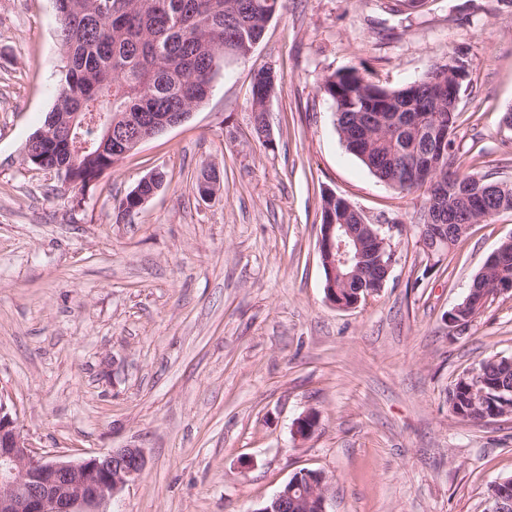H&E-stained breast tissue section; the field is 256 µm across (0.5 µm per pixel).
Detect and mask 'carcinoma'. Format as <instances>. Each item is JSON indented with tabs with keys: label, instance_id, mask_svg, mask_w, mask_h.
Masks as SVG:
<instances>
[{
	"label": "carcinoma",
	"instance_id": "cac0c4a2",
	"mask_svg": "<svg viewBox=\"0 0 512 512\" xmlns=\"http://www.w3.org/2000/svg\"><path fill=\"white\" fill-rule=\"evenodd\" d=\"M64 13L67 33L59 34L65 64L59 69L57 100L42 128L53 138L40 143L41 151L30 165L67 177L85 192L107 168L118 161L120 140L148 129L164 112H189L207 99L213 78L228 56L243 57L266 28V13L278 12L283 0H53ZM448 81L444 71L430 67L421 85L411 91L387 89L366 81L354 70L328 76L321 87L336 108L337 126L347 133L346 148L378 180L400 190L420 185L408 181L406 166L417 158L438 160L433 177L467 192L472 176L449 168L454 141L444 139L436 115L448 113V102L436 100V88ZM276 88L274 74L259 69L252 77L253 107L264 103ZM95 112L104 121L80 125L74 114ZM369 112L390 117L377 130L365 153L357 150L363 136L360 124ZM114 125L115 139L102 145L105 123ZM164 181L158 172L141 180L115 205L117 215L128 214ZM512 207V186L507 198L470 196V209L490 220L486 213L501 202ZM461 208L456 197L443 201L442 223L451 224ZM335 215L355 223L344 198H321V221ZM503 262L479 273L472 286L478 290L500 276H512V241H503ZM504 388L512 392V365L490 357L480 361ZM451 411L466 422L482 416L473 403L468 379L458 375L448 392Z\"/></svg>",
	"mask_w": 512,
	"mask_h": 512
}]
</instances>
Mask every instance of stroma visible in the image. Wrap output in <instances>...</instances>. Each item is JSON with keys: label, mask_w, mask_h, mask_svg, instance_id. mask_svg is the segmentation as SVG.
I'll return each instance as SVG.
<instances>
[{"label": "stroma", "mask_w": 512, "mask_h": 512, "mask_svg": "<svg viewBox=\"0 0 512 512\" xmlns=\"http://www.w3.org/2000/svg\"><path fill=\"white\" fill-rule=\"evenodd\" d=\"M454 56L469 77L452 167L512 183V0H286L185 122L80 193L24 161L64 61L52 0H0V395L36 452L142 449L109 512H259L303 469L331 479L327 512H488L489 485L512 476V416L463 422L448 389L512 356V292L459 330L448 313L512 237V210L429 265L426 190L374 177L321 90L348 68L398 89ZM262 67L270 148L251 121ZM156 170L164 187L118 220ZM326 192L397 227L385 287L347 310L325 297ZM308 411L316 430L295 440ZM275 88L276 79L270 70L262 68L254 72L252 77L253 112H264L262 107L260 109L257 107L263 105L265 97L269 94L273 95Z\"/></svg>", "instance_id": "1"}]
</instances>
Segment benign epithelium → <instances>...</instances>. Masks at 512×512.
<instances>
[{
	"mask_svg": "<svg viewBox=\"0 0 512 512\" xmlns=\"http://www.w3.org/2000/svg\"><path fill=\"white\" fill-rule=\"evenodd\" d=\"M468 77L465 64L457 57L448 59V78L459 84ZM416 182L430 186V193L441 196L448 191L431 180L428 164L419 162L413 168ZM427 224L421 227L420 239L433 236V247L446 243L445 226L434 223L432 212L426 214ZM393 225L325 224L320 233L319 250L325 274L326 299L341 309H351L361 302L359 293L345 300L336 284L340 268L351 270L341 277L348 284L361 275L365 254H370L371 279L391 272L394 252L388 250ZM471 394L485 400L486 389L494 382L485 369L475 367L467 373ZM316 421L313 413L299 417L293 429L298 440L311 436ZM146 467L143 451L135 447L114 448L77 460L51 459L37 456L24 437L6 401L0 396V512H105L103 505L115 499L126 485L136 481ZM329 485L317 472L297 473L271 497L273 505L256 512H285L288 502L302 512H327ZM491 512H512V479H502L491 486Z\"/></svg>",
	"mask_w": 512,
	"mask_h": 512,
	"instance_id": "7a95c632",
	"label": "benign epithelium"
}]
</instances>
